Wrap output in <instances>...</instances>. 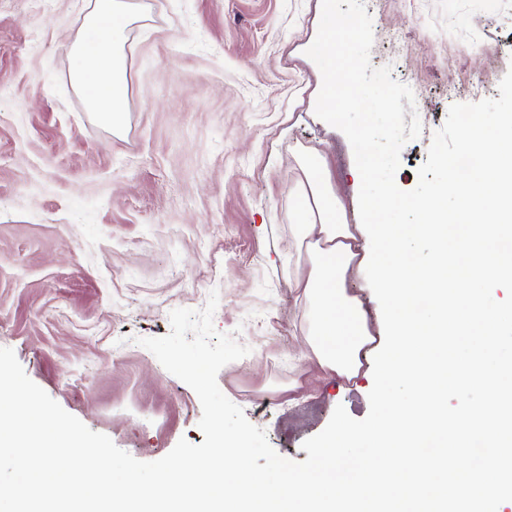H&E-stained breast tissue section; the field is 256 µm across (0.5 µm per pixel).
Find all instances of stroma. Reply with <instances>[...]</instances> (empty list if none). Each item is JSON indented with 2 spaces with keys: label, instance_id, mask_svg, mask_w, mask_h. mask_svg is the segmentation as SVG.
<instances>
[{
  "label": "stroma",
  "instance_id": "obj_1",
  "mask_svg": "<svg viewBox=\"0 0 512 512\" xmlns=\"http://www.w3.org/2000/svg\"><path fill=\"white\" fill-rule=\"evenodd\" d=\"M127 112H88L71 49L89 0H0V347L88 428L141 461L199 444L196 393L139 341L218 291V331L247 356L217 382L281 456L335 407L364 418L372 362L353 378L309 355L290 207L300 152L325 162L344 223L359 221L346 136L315 113L307 56L322 0H131ZM373 66L408 85L423 131L401 151L413 189L455 103L512 68V0H364Z\"/></svg>",
  "mask_w": 512,
  "mask_h": 512
}]
</instances>
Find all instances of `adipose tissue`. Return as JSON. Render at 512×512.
Segmentation results:
<instances>
[{
	"label": "adipose tissue",
	"mask_w": 512,
	"mask_h": 512,
	"mask_svg": "<svg viewBox=\"0 0 512 512\" xmlns=\"http://www.w3.org/2000/svg\"><path fill=\"white\" fill-rule=\"evenodd\" d=\"M129 15L126 0H93L73 47V78L99 120L120 127L126 112L122 46Z\"/></svg>",
	"instance_id": "obj_1"
}]
</instances>
